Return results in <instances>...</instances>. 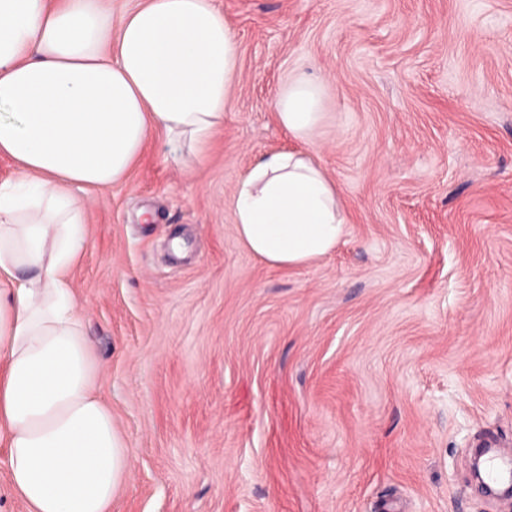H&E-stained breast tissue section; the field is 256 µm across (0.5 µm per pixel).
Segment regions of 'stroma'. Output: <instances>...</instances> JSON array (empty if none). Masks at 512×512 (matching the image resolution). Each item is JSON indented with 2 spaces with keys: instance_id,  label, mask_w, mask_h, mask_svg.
Wrapping results in <instances>:
<instances>
[{
  "instance_id": "35a3bbf8",
  "label": "stroma",
  "mask_w": 512,
  "mask_h": 512,
  "mask_svg": "<svg viewBox=\"0 0 512 512\" xmlns=\"http://www.w3.org/2000/svg\"><path fill=\"white\" fill-rule=\"evenodd\" d=\"M239 53L184 170L154 133L89 190L69 278L130 450L112 512H512L470 473L512 449V0H216ZM324 82L307 150L348 216L270 266L232 197L294 147L274 97Z\"/></svg>"
}]
</instances>
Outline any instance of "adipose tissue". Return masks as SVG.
Returning a JSON list of instances; mask_svg holds the SVG:
<instances>
[{
  "label": "adipose tissue",
  "mask_w": 512,
  "mask_h": 512,
  "mask_svg": "<svg viewBox=\"0 0 512 512\" xmlns=\"http://www.w3.org/2000/svg\"><path fill=\"white\" fill-rule=\"evenodd\" d=\"M238 46L215 0H0V445L28 512H112L130 451L98 392L99 366L68 274L87 246L81 191L123 183L152 131L191 167L224 126ZM325 89L298 76L274 108L295 139L322 124ZM233 223L276 267L330 254L347 220L307 151L260 157Z\"/></svg>",
  "instance_id": "obj_1"
}]
</instances>
